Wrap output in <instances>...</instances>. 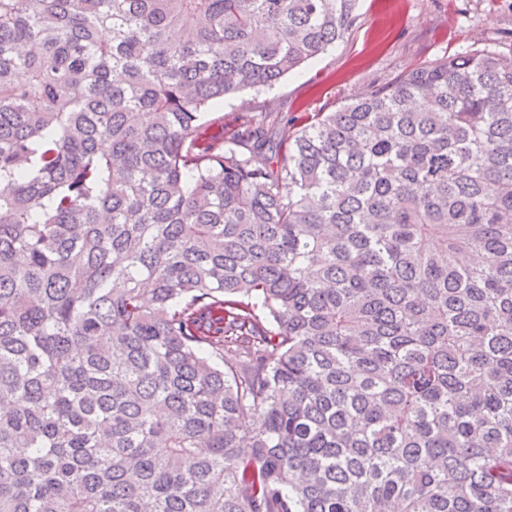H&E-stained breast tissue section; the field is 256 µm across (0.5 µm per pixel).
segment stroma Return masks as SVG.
Wrapping results in <instances>:
<instances>
[{
    "label": "stroma",
    "instance_id": "stroma-1",
    "mask_svg": "<svg viewBox=\"0 0 512 512\" xmlns=\"http://www.w3.org/2000/svg\"><path fill=\"white\" fill-rule=\"evenodd\" d=\"M356 26L336 47L279 84L212 105L209 133L259 109L331 112L409 69L469 49L512 54V0H359Z\"/></svg>",
    "mask_w": 512,
    "mask_h": 512
}]
</instances>
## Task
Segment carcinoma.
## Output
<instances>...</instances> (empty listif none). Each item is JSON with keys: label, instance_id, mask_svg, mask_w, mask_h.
<instances>
[{"label": "carcinoma", "instance_id": "obj_1", "mask_svg": "<svg viewBox=\"0 0 512 512\" xmlns=\"http://www.w3.org/2000/svg\"><path fill=\"white\" fill-rule=\"evenodd\" d=\"M357 2L0 0V512H512V56L205 132Z\"/></svg>", "mask_w": 512, "mask_h": 512}]
</instances>
